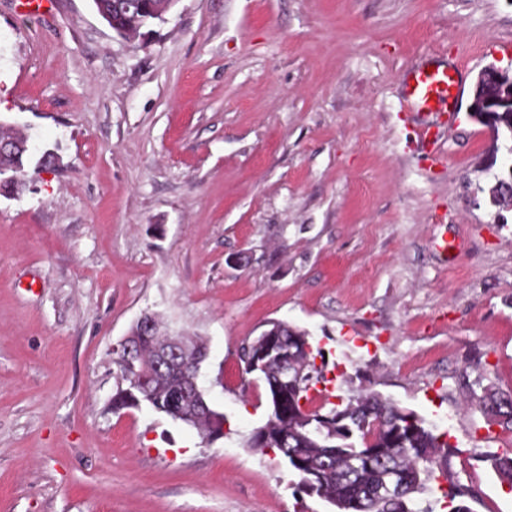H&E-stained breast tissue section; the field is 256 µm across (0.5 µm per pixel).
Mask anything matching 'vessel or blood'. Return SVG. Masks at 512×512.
<instances>
[{
    "label": "vessel or blood",
    "instance_id": "b4317fda",
    "mask_svg": "<svg viewBox=\"0 0 512 512\" xmlns=\"http://www.w3.org/2000/svg\"><path fill=\"white\" fill-rule=\"evenodd\" d=\"M460 92V74L454 67L438 65L430 70L421 64L409 69L405 78L404 96L411 106L448 122L455 115Z\"/></svg>",
    "mask_w": 512,
    "mask_h": 512
}]
</instances>
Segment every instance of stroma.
<instances>
[{
    "instance_id": "stroma-1",
    "label": "stroma",
    "mask_w": 512,
    "mask_h": 512,
    "mask_svg": "<svg viewBox=\"0 0 512 512\" xmlns=\"http://www.w3.org/2000/svg\"><path fill=\"white\" fill-rule=\"evenodd\" d=\"M428 60L463 83L434 160L403 94ZM491 64L512 0H177L134 40L91 0H0V123L58 155L0 196V512H332L247 445L270 400L239 351L271 320L325 352L333 403L425 417L472 512H512L485 460L512 428L476 406L512 391V211L476 192L494 141L467 116ZM146 313L207 342L223 439L113 411ZM158 329L159 325L156 318L153 315L144 314L136 321L129 334L122 339L120 344L113 348V351L118 355L117 361L124 366L115 361L118 367V383L115 393L112 395L113 410L125 400L124 389L134 378V374H129L126 368L137 372L134 364L135 351L140 349L143 339L154 335Z\"/></svg>"
}]
</instances>
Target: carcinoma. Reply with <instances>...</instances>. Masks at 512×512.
I'll use <instances>...</instances> for the list:
<instances>
[{
    "label": "carcinoma",
    "instance_id": "obj_1",
    "mask_svg": "<svg viewBox=\"0 0 512 512\" xmlns=\"http://www.w3.org/2000/svg\"><path fill=\"white\" fill-rule=\"evenodd\" d=\"M486 124L493 126L495 137L512 139L511 112H492ZM28 162L29 154L18 148L0 155V165L11 168L18 180L24 176ZM504 181H512L508 170L493 174L487 195L491 204L506 208L512 205V195L502 191ZM274 349L288 351L305 373L298 391L279 406L277 362L257 372L252 368L257 349L251 343L243 347V371L247 375L255 373L265 382L271 405L267 421L249 437V447L270 448L281 454L299 477L300 488H311L313 495L333 506L335 512H420L416 495L431 482L448 500L451 512H472L464 504V497L469 495L467 488L456 481L446 487L437 483L439 476L453 474L456 449L448 443L447 435L435 433L423 417L375 393L351 398L343 407H329L325 402L313 406L308 391L325 381V365L315 364L316 357L323 353L313 352L307 334L283 321ZM133 378L125 367L118 366L113 405L125 400L124 389ZM152 383V403L145 407L166 408L184 400L183 377L176 369H166ZM477 407L485 416L512 425V394L486 388ZM487 462L501 481L512 485V456L491 455ZM392 480L403 488L397 503L378 494Z\"/></svg>",
    "mask_w": 512,
    "mask_h": 512
}]
</instances>
